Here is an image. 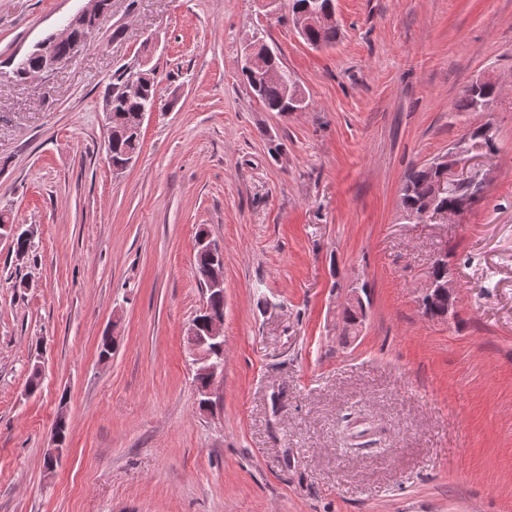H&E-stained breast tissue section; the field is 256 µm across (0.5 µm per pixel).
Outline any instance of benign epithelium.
I'll list each match as a JSON object with an SVG mask.
<instances>
[{
	"instance_id": "7a95c632",
	"label": "benign epithelium",
	"mask_w": 512,
	"mask_h": 512,
	"mask_svg": "<svg viewBox=\"0 0 512 512\" xmlns=\"http://www.w3.org/2000/svg\"><path fill=\"white\" fill-rule=\"evenodd\" d=\"M112 9V0H87L86 6L79 11V14L91 21L90 35H95L100 17ZM292 23L300 34L313 27L322 24H336L335 6H330L325 10L309 8L292 18ZM66 37V33H56L51 39L39 41L35 48L43 59V70L50 73L60 69L62 62L56 56L54 41H59ZM274 56V51L269 45H264L262 50H257L249 46L245 52V64L243 69L253 73L271 75L275 70L268 65V59ZM496 132L494 128L486 124L482 128V133L478 139H464L457 143L448 154L441 156L429 163V166L440 170V175L435 178L433 186V196L423 202L421 215L424 218L434 216H454L466 209L467 204H462L456 208H443L438 205L439 200L446 196L448 189L462 183L480 182L486 183L487 174L482 168L475 164L474 157L470 152L474 149L488 151L495 143ZM224 262L221 259L214 260L210 267L209 275L206 279V292H224ZM455 290L451 281H428L423 296L431 301L436 298H448V308L454 306ZM200 313L207 316V326L205 329L199 328V322L191 321L189 324L186 342L194 356L196 372L210 376L209 384L202 389V403L209 402L217 376L223 373L224 363L216 359V354L224 350L223 325L224 319H216L209 315L208 305H203Z\"/></svg>"
}]
</instances>
